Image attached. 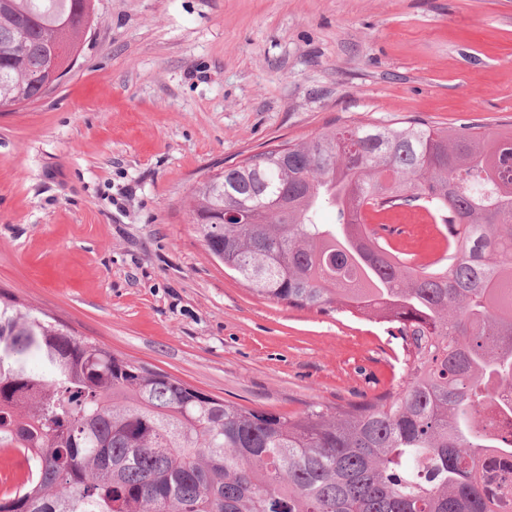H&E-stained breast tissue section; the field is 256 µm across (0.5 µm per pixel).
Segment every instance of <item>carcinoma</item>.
I'll use <instances>...</instances> for the list:
<instances>
[{"instance_id":"carcinoma-1","label":"carcinoma","mask_w":512,"mask_h":512,"mask_svg":"<svg viewBox=\"0 0 512 512\" xmlns=\"http://www.w3.org/2000/svg\"><path fill=\"white\" fill-rule=\"evenodd\" d=\"M92 0H0V111L68 69ZM252 207L249 224H201ZM419 206L445 257L366 234L363 209ZM336 211L321 224L320 208ZM206 250L257 296L382 323L400 389L285 415L213 397L0 294V448L30 461L0 512H496L483 468L512 463V127L422 120L328 128L199 182ZM41 359L44 370L29 365Z\"/></svg>"}]
</instances>
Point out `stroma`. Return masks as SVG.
Wrapping results in <instances>:
<instances>
[{"label": "stroma", "instance_id": "1", "mask_svg": "<svg viewBox=\"0 0 512 512\" xmlns=\"http://www.w3.org/2000/svg\"><path fill=\"white\" fill-rule=\"evenodd\" d=\"M77 62L0 112V293L212 396L294 415L401 382L377 323L262 299L197 181L331 126L512 127V0H94Z\"/></svg>", "mask_w": 512, "mask_h": 512}]
</instances>
